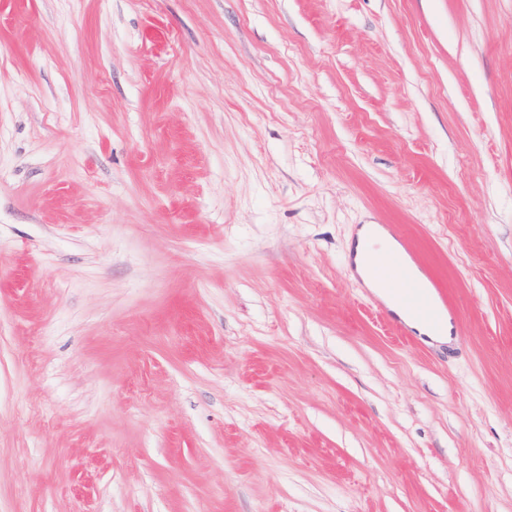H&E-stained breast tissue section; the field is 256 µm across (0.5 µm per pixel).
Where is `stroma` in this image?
Returning a JSON list of instances; mask_svg holds the SVG:
<instances>
[{
	"instance_id": "stroma-1",
	"label": "stroma",
	"mask_w": 512,
	"mask_h": 512,
	"mask_svg": "<svg viewBox=\"0 0 512 512\" xmlns=\"http://www.w3.org/2000/svg\"><path fill=\"white\" fill-rule=\"evenodd\" d=\"M0 512H512V0H0ZM369 238L373 243L376 239L381 240L385 248L381 251V255L384 257V262H380L378 260V255L371 257L369 256L368 262L371 266L376 267H387L389 263L387 262L388 253L397 248L396 242L381 228L374 227L371 225H365L358 237L357 245L355 247V264L357 271L361 275L365 284L368 288H371L385 303L389 306L391 310H393L410 328L418 331L425 336L430 337L431 339L439 342H449L452 338L451 336V325L447 319V325L442 324V326L438 329L431 328L427 324L412 319L408 313L393 299L387 296L384 292L381 291L380 288L377 287L376 283L369 277L368 267L364 264L362 260V256L360 253V243L363 239ZM389 259L390 268H372L374 278L400 297L415 315L432 323L448 316V296L443 286L419 263L409 246L400 243Z\"/></svg>"
}]
</instances>
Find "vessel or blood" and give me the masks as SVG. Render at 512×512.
<instances>
[{
	"label": "vessel or blood",
	"mask_w": 512,
	"mask_h": 512,
	"mask_svg": "<svg viewBox=\"0 0 512 512\" xmlns=\"http://www.w3.org/2000/svg\"><path fill=\"white\" fill-rule=\"evenodd\" d=\"M391 266L373 269L374 278L394 292L417 316L436 323L448 314V296L438 280L406 245L391 254Z\"/></svg>",
	"instance_id": "obj_1"
}]
</instances>
